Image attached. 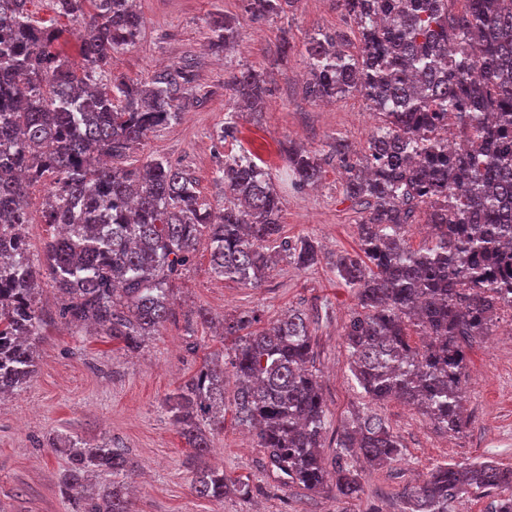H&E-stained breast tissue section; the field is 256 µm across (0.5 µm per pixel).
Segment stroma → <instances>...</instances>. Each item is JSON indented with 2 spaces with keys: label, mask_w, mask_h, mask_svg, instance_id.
Instances as JSON below:
<instances>
[{
  "label": "stroma",
  "mask_w": 512,
  "mask_h": 512,
  "mask_svg": "<svg viewBox=\"0 0 512 512\" xmlns=\"http://www.w3.org/2000/svg\"><path fill=\"white\" fill-rule=\"evenodd\" d=\"M137 8L145 19L141 37L135 46L114 52L111 73L144 82L195 55L202 59L196 85L204 100L177 123L149 134L131 151V160L164 157L187 166L204 200L219 212L224 192L213 181L218 160L251 154L269 167L282 198L284 237L311 239L319 260L300 268L280 257L263 285L250 288L215 277L210 251L199 245L174 282L180 320L164 322L132 352L106 338L80 335L61 321L48 322L37 342V373L0 404V512H71L58 485L66 457L51 445L59 433L89 444L106 439L128 453L136 464L130 512H402L403 492L438 465L491 459L512 466V345L500 340L502 329L512 324V307L503 306L489 336L466 351L467 424L460 433L436 429L397 400L371 405L351 373L343 328L357 298L337 279L333 262L337 253H358L359 215L343 193L338 164H324L311 187H293L285 175L288 148L320 154L340 137L362 149L377 123L360 93L328 105L303 95L305 44L314 33L341 31L350 43L358 41L355 25L345 20L336 0H293L283 13L260 23L250 20L244 0H137ZM28 9L45 25L63 29L61 53L79 62L73 23L56 13L50 0H30ZM219 14L237 27L239 37L228 51L211 53L209 23ZM285 37L294 49L283 58L279 45ZM252 67L272 74L263 109L239 113L235 138L220 140L224 115L232 108L224 85L232 72ZM49 188V178H42L27 196L31 222L25 235L35 255L56 233L42 221ZM200 308L218 324L251 310L266 324L291 310L305 312L328 410L325 456H332L343 425L371 406L398 437L399 459L382 468L363 467V489L352 499L337 497L331 488L310 493L285 483L256 433L238 423L236 386L230 381L224 390V427L215 432L214 449L202 463L248 482L252 495L244 500L230 494L221 501L197 497L189 467L194 450L173 426L163 401L208 357L224 351L223 338L211 328L186 326L184 313Z\"/></svg>",
  "instance_id": "1"
}]
</instances>
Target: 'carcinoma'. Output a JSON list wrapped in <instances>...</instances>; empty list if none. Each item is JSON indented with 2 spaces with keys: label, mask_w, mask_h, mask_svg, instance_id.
<instances>
[{
  "label": "carcinoma",
  "mask_w": 512,
  "mask_h": 512,
  "mask_svg": "<svg viewBox=\"0 0 512 512\" xmlns=\"http://www.w3.org/2000/svg\"><path fill=\"white\" fill-rule=\"evenodd\" d=\"M359 30V53L320 31L305 52L313 101L357 91L381 116L365 153L336 139L330 158L345 168V195L366 203L358 222L361 253L336 255V275L355 290L358 308L344 337L351 371L371 402L399 399L439 429L464 425L466 349L489 335L498 306L512 305V0H338ZM28 0H0V394L37 372L45 318L36 306L42 277L60 295L59 319L135 350L176 317L171 283L207 239L218 278L258 288L276 255L306 268L318 259L307 239L282 237L281 201L270 174L251 158L226 155L215 170L224 212L214 216L186 167L163 157L125 165L134 146L176 123L198 102V59L156 73L146 85L110 76L112 54L136 43L144 26L130 0H53L56 12L85 26L73 68L59 49L63 31L31 16ZM292 0H247L254 21ZM235 40L215 24L209 48ZM252 109L268 92L264 72L246 68L227 84ZM453 114L461 143L448 150L443 120ZM320 159L287 154L295 187L314 184ZM52 185L43 223L62 232L33 257L23 233L27 186ZM434 228L417 247L406 241L417 220ZM247 311L224 321L232 338L238 421L256 431L270 464L289 483L318 492L335 480L339 497L362 491L358 456L370 467L401 454L374 411L357 416L323 465L327 410L305 314L266 327ZM425 341L415 346L411 330ZM224 364L212 359L164 401V409L201 459L210 432L224 427ZM67 458L61 492L72 512H129L132 469L112 444L72 437L52 441ZM112 476L98 495L92 478ZM192 489L221 501L251 494L224 470L197 467ZM468 493L493 496L487 512H512V467L494 461L438 466L404 493L403 512H452Z\"/></svg>",
  "instance_id": "obj_1"
}]
</instances>
